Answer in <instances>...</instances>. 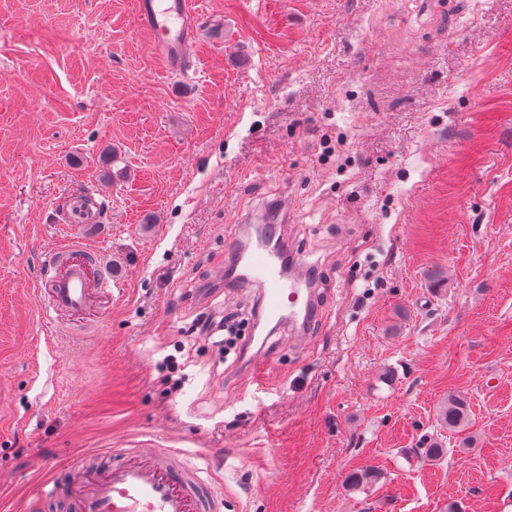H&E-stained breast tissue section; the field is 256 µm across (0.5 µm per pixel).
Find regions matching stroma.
<instances>
[{"label":"stroma","instance_id":"stroma-1","mask_svg":"<svg viewBox=\"0 0 512 512\" xmlns=\"http://www.w3.org/2000/svg\"><path fill=\"white\" fill-rule=\"evenodd\" d=\"M135 2L0 0V499L151 444L231 512H512V0H202L189 84ZM86 191L98 222L60 223ZM265 222L318 276L302 345L224 280ZM70 233L119 287L49 339ZM469 412L470 404L463 396L448 394V398L439 409V426L448 431H455L467 420Z\"/></svg>","mask_w":512,"mask_h":512}]
</instances>
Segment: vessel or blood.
Masks as SVG:
<instances>
[{"instance_id":"b4317fda","label":"vessel or blood","mask_w":512,"mask_h":512,"mask_svg":"<svg viewBox=\"0 0 512 512\" xmlns=\"http://www.w3.org/2000/svg\"><path fill=\"white\" fill-rule=\"evenodd\" d=\"M137 17L169 72L195 78L197 0H137ZM90 200L86 193L70 195L62 222L93 223ZM279 235L278 226L269 228L268 242L245 259L247 275L266 288L264 316L288 319L299 335L306 336L317 303L315 273L300 261L284 270ZM41 279L49 298L43 317L50 325L56 313H81L112 296L111 273L101 265L95 247L80 238H67L53 250ZM121 454V461L114 462L109 452L90 453L88 460L70 468L69 479L50 478L48 496L68 502L73 512H219L222 501L209 478L183 453L171 448H125Z\"/></svg>"}]
</instances>
